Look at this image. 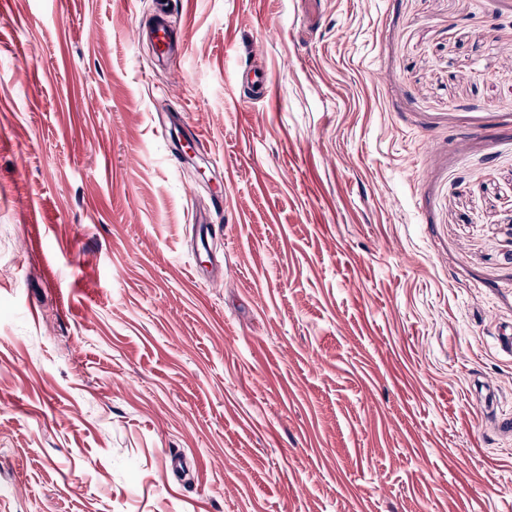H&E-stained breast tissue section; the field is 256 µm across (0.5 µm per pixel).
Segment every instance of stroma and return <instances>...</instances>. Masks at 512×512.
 <instances>
[{
	"label": "stroma",
	"instance_id": "1",
	"mask_svg": "<svg viewBox=\"0 0 512 512\" xmlns=\"http://www.w3.org/2000/svg\"><path fill=\"white\" fill-rule=\"evenodd\" d=\"M156 14L0 0V512H512V0Z\"/></svg>",
	"mask_w": 512,
	"mask_h": 512
}]
</instances>
